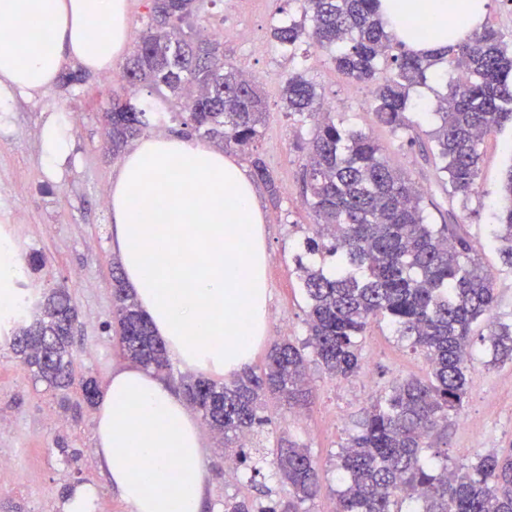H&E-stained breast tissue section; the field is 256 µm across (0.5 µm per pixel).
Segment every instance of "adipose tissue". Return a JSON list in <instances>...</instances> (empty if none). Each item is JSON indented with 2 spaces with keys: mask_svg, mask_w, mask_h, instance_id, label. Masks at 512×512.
Masks as SVG:
<instances>
[{
  "mask_svg": "<svg viewBox=\"0 0 512 512\" xmlns=\"http://www.w3.org/2000/svg\"><path fill=\"white\" fill-rule=\"evenodd\" d=\"M430 18L418 36L412 12ZM395 38L425 56L480 28L485 0H379ZM466 16L463 26L454 16ZM42 22L48 41L29 21ZM128 0H0V103L42 93L65 62L107 73L126 54ZM112 251L155 333L182 366L228 376L268 321L265 216L248 172L208 143L151 134L118 163L108 194ZM99 467L129 512H204V439L184 397L137 363L115 367L96 414Z\"/></svg>",
  "mask_w": 512,
  "mask_h": 512,
  "instance_id": "ef3b65f1",
  "label": "adipose tissue"
}]
</instances>
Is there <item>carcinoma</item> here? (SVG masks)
<instances>
[{
  "label": "carcinoma",
  "instance_id": "1",
  "mask_svg": "<svg viewBox=\"0 0 512 512\" xmlns=\"http://www.w3.org/2000/svg\"><path fill=\"white\" fill-rule=\"evenodd\" d=\"M300 18L272 24L275 47L291 58L301 43L327 53L336 69L358 82L376 83L378 121L408 133L410 89L427 82L435 65L459 72L438 96V125L428 133L436 175L456 196L478 189L485 135L512 120V45L491 28L475 30L461 44L434 57L405 49L392 53L393 36L378 10L379 0H295ZM205 0H148L146 22L123 69L133 90L128 102L107 98V142L120 154L149 125L151 113L135 101L145 89L212 143L254 146L265 122L258 84L224 58L220 41L204 36L192 19ZM389 76L376 82L380 65ZM282 99L289 114L313 127L305 140L304 204L316 217L313 235L294 256L308 303L307 337L275 344L264 368H247L227 384L202 376L181 379L184 393L220 438L224 452L250 479L261 474L244 438L272 425L267 398L292 409L309 397V364L337 379L362 369L359 339L369 322L387 319L428 365L424 378L392 384L376 396L340 454L342 487L336 512H512V448L480 455L467 466L448 469L444 440L463 408L472 362V327L486 321L481 337L493 359L512 360V323L494 319V275L475 258L458 224H430L423 193L392 167L367 134L336 125L316 85L301 72L288 74ZM254 177L272 198L278 187L264 161L252 159ZM504 206L493 235L503 263L512 269V166L502 184ZM338 257L327 271L313 257ZM112 303L123 355L157 371L171 370L166 346L112 270ZM78 312L66 288L43 292L34 315L16 323L7 338L12 353L34 379L52 390L71 384ZM89 405L101 396L96 378L84 381ZM288 499L259 507L246 497L224 498V512H310L320 477L307 447L288 438L270 450Z\"/></svg>",
  "mask_w": 512,
  "mask_h": 512
}]
</instances>
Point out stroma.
I'll return each instance as SVG.
<instances>
[{
    "instance_id": "stroma-1",
    "label": "stroma",
    "mask_w": 512,
    "mask_h": 512,
    "mask_svg": "<svg viewBox=\"0 0 512 512\" xmlns=\"http://www.w3.org/2000/svg\"><path fill=\"white\" fill-rule=\"evenodd\" d=\"M297 9L295 0H207L198 23L224 32V54L237 68L255 77L267 112L254 154L238 153L243 165L261 157L278 188V203L264 201L263 226L269 254V316L265 337L255 349L252 368H262L271 344L306 335L307 303L300 289L294 255L311 234L314 215L304 204L301 170L305 155L301 142L308 129L288 116L281 86L293 65L273 47L270 23L274 13ZM324 102L333 103L337 125L372 136L383 155L405 172L423 191L430 223L453 221L467 231L481 263L495 276L497 318L512 321V270L502 262L489 237L495 221L505 171L512 166V125L485 136L479 190L468 198L450 196L438 182L434 158L419 144L380 125L373 114L374 87L339 73L329 57L309 49L302 66ZM455 70L437 65L427 84L410 92L407 119L417 136L434 126L436 94L455 80ZM124 94L119 71L110 79L86 73L81 84H55L31 97L17 98L0 115V239L9 241L18 256L38 252L44 267L29 277L36 291L68 289L78 310L74 374L93 375L106 384L113 367L124 363L113 319L110 279L112 258L111 213L104 197L119 162L104 141L103 109L109 93ZM59 119L67 133L70 154L61 177L50 176L42 161L41 131L48 118ZM8 322L0 316V455H10L11 469L0 470V512H62V492L78 484L98 486L97 512H128L127 506L103 488L94 448L97 409L81 400L78 386L49 391L36 383L6 346ZM487 323L474 327V361L469 372L464 410L448 428V466L468 465L477 455L512 447V363H492L480 337ZM362 369L358 376L340 380L321 366L311 365L313 393L298 411L273 410L275 426L262 434L254 451L264 454L279 439L301 438L316 463L321 489L312 512H333L339 454L380 390L396 380L425 376L427 365L408 343L382 319L371 321L361 343ZM203 465L210 474L209 512H221L225 497L236 495L262 501L265 488L274 495L287 491L274 477L261 474L249 481L246 473H225L224 450L205 435ZM81 452L79 460L65 449Z\"/></svg>"
}]
</instances>
